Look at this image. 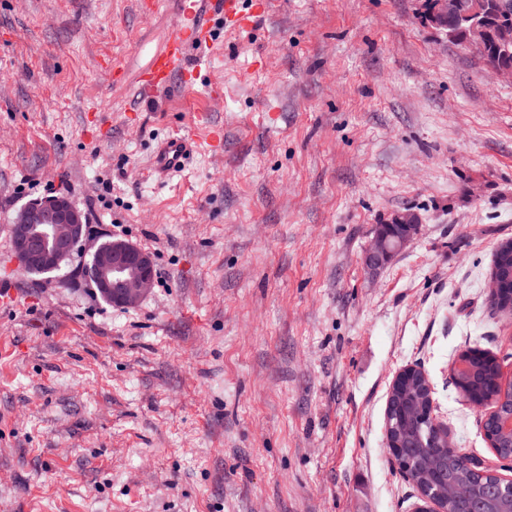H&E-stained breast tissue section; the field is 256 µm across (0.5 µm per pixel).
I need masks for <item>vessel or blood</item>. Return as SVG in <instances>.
I'll return each mask as SVG.
<instances>
[{"mask_svg":"<svg viewBox=\"0 0 512 512\" xmlns=\"http://www.w3.org/2000/svg\"><path fill=\"white\" fill-rule=\"evenodd\" d=\"M267 7L266 0H253L250 11H242L239 0H179L178 22L165 49L156 54L139 78L141 92L148 97L165 90L188 92L192 88L188 75L197 73L190 48L210 49L214 37L208 22L220 16L240 30L253 27ZM194 132L187 131L168 138L153 157L154 171L171 174L182 169L188 145L195 141Z\"/></svg>","mask_w":512,"mask_h":512,"instance_id":"b4317fda","label":"vessel or blood"}]
</instances>
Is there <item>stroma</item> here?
<instances>
[{"instance_id": "35a3bbf8", "label": "stroma", "mask_w": 512, "mask_h": 512, "mask_svg": "<svg viewBox=\"0 0 512 512\" xmlns=\"http://www.w3.org/2000/svg\"><path fill=\"white\" fill-rule=\"evenodd\" d=\"M422 3L268 0L249 31L213 20L189 93L148 99L178 0H0L6 512H413L385 445L407 366L453 446L495 463L450 375L479 347L512 378V320L487 307L512 240V79ZM191 123L197 150L158 177L154 148ZM56 194L93 242L151 254L138 306L69 266L19 269L10 222ZM405 209L419 234L368 268Z\"/></svg>"}]
</instances>
